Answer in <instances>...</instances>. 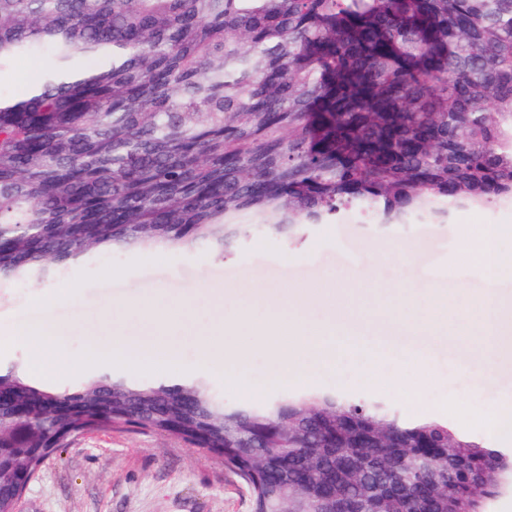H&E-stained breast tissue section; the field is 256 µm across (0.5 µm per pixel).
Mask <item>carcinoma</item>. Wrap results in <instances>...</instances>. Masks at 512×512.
Masks as SVG:
<instances>
[{"mask_svg":"<svg viewBox=\"0 0 512 512\" xmlns=\"http://www.w3.org/2000/svg\"><path fill=\"white\" fill-rule=\"evenodd\" d=\"M0 289L107 251L302 238L359 208L512 201V0H0ZM127 427L222 459L253 512H489L512 451L340 392L0 373V446ZM28 476L0 473V512Z\"/></svg>","mask_w":512,"mask_h":512,"instance_id":"carcinoma-1","label":"carcinoma"}]
</instances>
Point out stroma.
<instances>
[{
    "label": "stroma",
    "instance_id": "stroma-1",
    "mask_svg": "<svg viewBox=\"0 0 512 512\" xmlns=\"http://www.w3.org/2000/svg\"><path fill=\"white\" fill-rule=\"evenodd\" d=\"M465 224H511L512 203L459 208L441 220L412 214L406 225L378 228L346 211L333 224L307 227L300 241L252 235L234 255L216 259L209 247L191 253L128 250L97 253L66 265L49 284L0 290V324L36 318L31 297L47 286L75 287L55 306L80 326L64 337L70 357L81 355L92 336H106L108 305L134 304L163 293L192 298L185 323L166 329L180 342L184 380L202 376L194 369L193 335L211 333L221 315L267 312L256 293L291 285L327 282L342 288L358 316L359 339L337 346L332 366L312 380L289 384L292 392L315 389L384 402L404 418H437L483 444L498 438L477 425L471 411L512 399V354L487 347L468 311L457 310L462 295L496 289L512 295V280L489 285L483 274L455 265ZM435 289L441 317L402 326L412 292ZM422 354L435 383L422 404L392 392L387 383L411 371ZM22 512H252L247 485L222 461L172 436L121 430L76 437L41 467L29 484Z\"/></svg>",
    "mask_w": 512,
    "mask_h": 512
}]
</instances>
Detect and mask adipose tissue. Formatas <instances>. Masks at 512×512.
Masks as SVG:
<instances>
[{"mask_svg":"<svg viewBox=\"0 0 512 512\" xmlns=\"http://www.w3.org/2000/svg\"><path fill=\"white\" fill-rule=\"evenodd\" d=\"M460 265L489 270L490 282L512 279V226L469 225L462 249L458 255ZM66 289H50L32 296V303L40 314L32 321H21L0 332V348L16 344L29 345L33 350L31 370L45 373L48 362L63 368H112L114 364L149 367L165 372L181 367V349L166 342L145 344L135 336L118 332L107 339L89 344L78 359L66 353L62 338L63 325L55 318L52 308L65 297ZM282 304L292 305L293 313H268L263 319L254 320L250 315L237 313L222 317L218 334L194 337L196 364L225 381L240 386L247 392L263 394L269 389L287 384L291 379H310L314 369L307 357L317 358L321 364H331L336 358L335 347L326 346L325 337L335 335L337 325L351 326L354 316L344 303L340 288L301 286L280 291ZM309 303L327 305L332 322L306 327L298 315ZM192 301L188 298L158 303L152 299L127 306L125 321H146L157 328L182 322ZM480 329L495 348L512 345V306L504 298L492 293L481 300ZM250 324L255 336L273 360L270 373L262 382H254L250 375V353L240 347L233 334L241 324Z\"/></svg>","mask_w":512,"mask_h":512,"instance_id":"ef3b65f1","label":"adipose tissue"}]
</instances>
